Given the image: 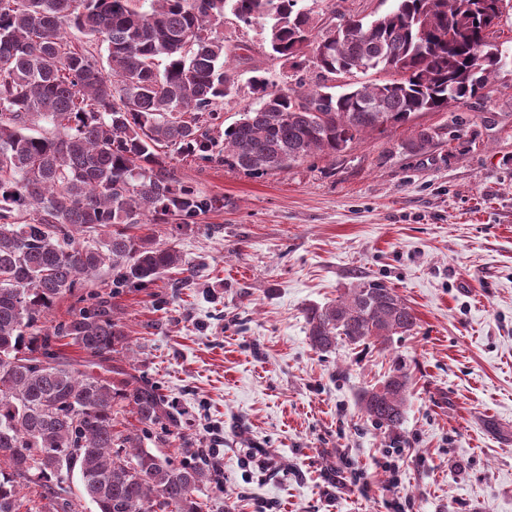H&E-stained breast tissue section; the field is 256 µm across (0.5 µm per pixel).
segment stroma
I'll list each match as a JSON object with an SVG mask.
<instances>
[{"label": "stroma", "instance_id": "obj_1", "mask_svg": "<svg viewBox=\"0 0 512 512\" xmlns=\"http://www.w3.org/2000/svg\"><path fill=\"white\" fill-rule=\"evenodd\" d=\"M324 23L368 18L392 0H305ZM253 70L283 85L264 23L224 22ZM487 101L419 116L446 126L476 115L468 150L440 140L404 148L414 126L375 132L343 156L260 178L224 164L175 165L177 178L223 197L192 232L156 227L198 271L112 292L102 270L84 290L125 326L120 368L156 383L182 431L213 452L224 479L202 499L217 512H512V76ZM381 280L417 325L388 349L314 350L306 311L356 282ZM403 361L411 388L400 429L358 406ZM352 460L355 487L325 476ZM397 488H389L390 478Z\"/></svg>", "mask_w": 512, "mask_h": 512}]
</instances>
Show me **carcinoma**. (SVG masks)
<instances>
[{
  "label": "carcinoma",
  "instance_id": "carcinoma-1",
  "mask_svg": "<svg viewBox=\"0 0 512 512\" xmlns=\"http://www.w3.org/2000/svg\"><path fill=\"white\" fill-rule=\"evenodd\" d=\"M300 2L0 0V512H75L63 487L75 470L97 512H203L201 486L221 481L158 387L117 366L112 379L82 371L55 349L68 338L101 361L126 351L124 326L100 297L67 321L49 319L57 299L104 268L114 290L175 270L193 280L153 225L191 231L224 198L177 179L173 159L283 173L450 100L490 99L512 66L493 41L512 0H394L316 41L318 21ZM229 14L266 20L265 41L295 86L251 76V102L226 126L221 105L239 90L220 32ZM369 70L386 77L348 82ZM463 127L457 116L446 129L419 127L405 148L458 140ZM80 228L99 238L76 243ZM416 321L378 280L307 312L320 352L341 340L385 349ZM409 385L398 361L360 394L376 428L402 425ZM125 413L139 426H120ZM151 430L179 441L181 461L144 447ZM31 483L35 497L23 494Z\"/></svg>",
  "mask_w": 512,
  "mask_h": 512
}]
</instances>
